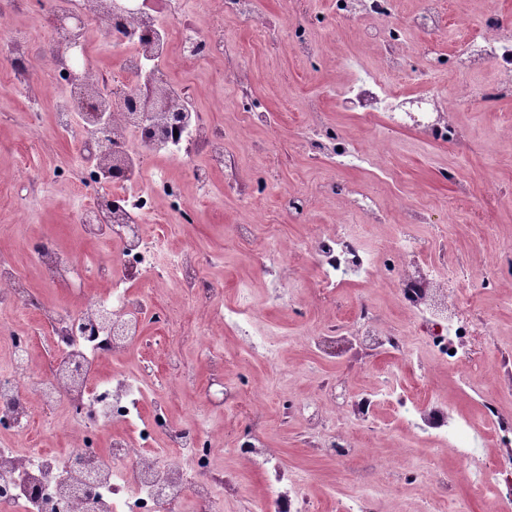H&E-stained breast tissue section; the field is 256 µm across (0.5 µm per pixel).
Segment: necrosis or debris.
<instances>
[{"label":"necrosis or debris","instance_id":"1","mask_svg":"<svg viewBox=\"0 0 512 512\" xmlns=\"http://www.w3.org/2000/svg\"><path fill=\"white\" fill-rule=\"evenodd\" d=\"M336 12L350 20L370 14L387 21L389 29L383 38L388 46L390 70H402L416 55V48L392 33L398 25L394 0H336ZM146 27L155 28L163 39L162 56H146L140 39ZM109 37L117 61L113 73L107 77L93 71L89 77L103 89L127 98L138 93L146 67L159 69L174 60L217 63L224 54V24L217 19L202 29H174L164 13H134L126 16L122 32H110ZM489 62L497 67L496 81H473V73ZM454 72L464 81L455 85L448 96L426 92L431 111L413 116L393 112L390 120L397 125L416 121L426 140L438 142L447 139L448 115L458 107L512 97V35L504 33L496 14H486L480 20L474 36L456 56ZM171 91L186 108L187 119L178 126L176 135L164 141H143L138 130L128 124L122 109L112 113V145L126 157L130 171L112 184L111 218L93 224L88 221L101 194L100 170H89L81 181L87 204L78 221L89 237L112 244L97 263V275L107 282L110 298L82 299L71 313L53 320L47 342L57 356L44 368L30 365L33 339L26 327H19L6 338L11 364L8 369H0V432L30 435L42 416L52 415L56 405H64L73 453L89 460L91 467L72 468L67 458L46 448L23 456L15 449L0 448V512H180L187 503L206 506L208 512H221L215 490L223 484L224 476L211 467L212 432L173 425L166 412L168 393L156 395L153 415L143 432L147 439L164 435V447L147 448L122 435L113 436L108 447L100 445L103 431L140 419L146 392V379L140 373L119 372L97 381L101 365L130 352L141 340L145 323L159 324L170 333L177 330L171 307L154 301L148 294L131 291V284L155 279L184 295L202 293L208 308L237 333L246 356L261 359L271 367L279 363L277 350L270 348L262 333L253 328L248 307H225L223 284L203 280V261L194 248L187 246L175 252L166 234L146 236L140 231L142 224L148 222L161 225L171 218L179 224L195 221V207L183 197L179 183L164 172L151 171L154 157L173 160L186 176L202 185L208 181L210 168L227 163L223 131L206 123L187 86L175 85ZM336 97L343 107H356L365 115L400 101L380 73L337 89ZM304 139L312 153L327 162L341 158L365 163L374 160L361 147L338 142L318 120L306 127ZM201 155L205 156L206 165L198 164ZM396 248L399 293L406 310L412 320L435 328L426 337V346L454 372L463 389L478 392L479 385L470 368L475 342L487 328L464 310L462 299L468 290L459 273L443 262L428 263L416 238L402 237ZM29 250L47 280L67 283L73 279L79 265L76 254L59 249L47 238L32 242ZM300 259L316 268L315 297L325 303L334 300L340 285L355 279L377 280L381 270L378 256L368 252L358 235L350 231L332 236L316 233L299 243L268 250L263 254L262 269L279 283L294 273ZM100 307L112 312L111 333L90 339L69 335L71 318L90 319ZM313 344L318 351L330 352L334 357L339 356L344 344L402 355L409 351L411 340L407 332L380 323L372 310L364 308L352 324L319 331ZM258 393V388H250L242 408L244 417L251 422L249 434L232 443L233 453L269 474L258 512H315L316 506L305 495L302 481L278 463L276 449L267 443L268 408ZM382 402L391 404L398 422L419 439L448 448L461 461L468 458L480 428L493 429L500 445L498 453L478 471L458 469L454 481L475 485L490 502L491 512H512V423L497 417L491 402H484L483 418L477 421L444 403H414L410 392L398 384L385 389L368 387L356 393L348 408L338 413L335 435L324 436V419L319 413L308 417L307 433L319 437V446L325 452L336 456L354 452L351 427L371 421L375 407ZM88 481L95 485L96 496L91 502L79 493Z\"/></svg>","mask_w":512,"mask_h":512}]
</instances>
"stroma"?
<instances>
[{"mask_svg":"<svg viewBox=\"0 0 512 512\" xmlns=\"http://www.w3.org/2000/svg\"><path fill=\"white\" fill-rule=\"evenodd\" d=\"M256 7L272 21L270 35L254 33L238 16L224 15L228 41L223 68L203 61L190 68L177 63L166 75L167 82L190 88L209 124L231 127L224 153L233 162L232 168L212 170L207 184L184 180V192L197 206L196 221L168 224L167 233L172 249L191 245L205 257L203 274L223 283L227 305L244 302L252 308L255 326L269 331L268 341L280 350L281 361L273 369L258 359L236 360L234 333L207 308L188 301L180 334L167 337L162 328L146 325L139 347L116 366L126 371L146 368L152 391L168 377L170 353H178L190 368L191 380L169 401L168 414L174 424L205 423L219 432L212 465L237 489L236 494L225 495L224 512H251L263 489L261 475L231 454L232 435L220 432L239 412L237 387L253 384L265 390L268 407H275L281 394L294 398L295 414L287 419L274 416L268 444L306 481L308 496L322 512H336L338 500L355 494V476L369 465L374 468V483L390 489L376 497V512H424L428 485L454 469L457 461L448 449L430 444L396 447L400 431L383 427L391 417L387 406L376 408L375 430L354 428V436L372 437L370 447L359 454L324 455L310 447L306 434L307 415L325 401L330 389L353 393L366 386L390 385L396 377L389 368L398 361L394 355L372 357L359 350L324 359L312 348L310 334L334 322L351 321L368 302L381 323L404 328L413 349H420L422 338L397 299L396 257L386 258L380 283L347 282L330 304L314 302L316 272L312 264H305L294 283L282 288L283 299L276 305L269 299V281L255 256L277 242L304 239L310 228L330 233L342 222L352 225L369 250L403 232L428 241V260L446 257L463 270L471 288L466 301L487 320L491 335L476 359L481 393L457 392L447 369L435 366L425 354L421 366L430 374L427 398L447 401L474 418L482 413L483 399L491 398L502 417L512 418V373L506 368L512 359V279L487 277L496 258L512 249V138L501 134L512 128V97L491 107L473 104L454 112L456 126L468 137L466 146L452 140L428 143L413 130L390 129L385 115L368 121L336 101V88L385 70L387 46L377 37L385 20L340 18L334 0H298L290 13L283 0H256ZM489 12L498 14L512 32V0H443L434 32L406 29L404 38L419 50V69L414 74L391 73L395 90L409 99L428 87L447 94L452 78L449 58ZM308 13L322 19L307 29L317 49L311 61L299 57L288 38L289 25ZM243 93L272 112L277 127L248 122L237 107ZM59 95V90L47 86L36 93L19 90L7 68L0 67V256L11 261L45 306L65 311L82 296L101 290L93 262L106 244L85 238L76 222L86 204L76 160L79 141L55 128ZM314 99L323 121L345 139L361 146L384 140L387 151L373 164L331 167L311 161L298 129ZM309 186L319 192L305 214L286 213L284 200ZM352 194L357 204L349 203ZM405 205L422 215L421 223L407 228L396 223ZM368 207L381 214L382 223H366ZM244 222L256 225L246 239L232 231L233 225ZM38 237L52 238L80 257L72 284L53 285L44 279L26 248ZM17 324L28 326L33 334L34 366L47 365L52 356L47 324L22 308L0 306V329ZM203 334L211 336L223 353L225 377L213 375L211 357L199 340Z\"/></svg>","mask_w":512,"mask_h":512,"instance_id":"stroma-1","label":"stroma"}]
</instances>
